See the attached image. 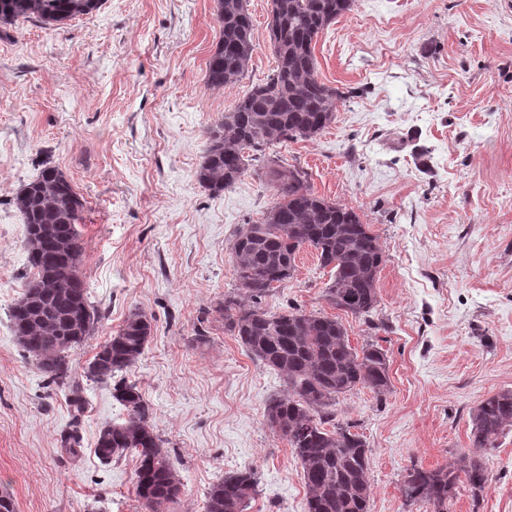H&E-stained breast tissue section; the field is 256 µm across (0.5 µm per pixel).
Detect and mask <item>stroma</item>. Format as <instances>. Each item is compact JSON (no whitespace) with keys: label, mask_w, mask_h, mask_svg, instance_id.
<instances>
[{"label":"stroma","mask_w":512,"mask_h":512,"mask_svg":"<svg viewBox=\"0 0 512 512\" xmlns=\"http://www.w3.org/2000/svg\"><path fill=\"white\" fill-rule=\"evenodd\" d=\"M247 8L248 69L216 89V0H102L61 22H0V492L16 512H147L134 456L94 454L125 411L112 384L84 374L135 312L153 331L124 377L184 484L166 512H204L209 487L244 467L258 479L247 512H306L301 463L266 416L287 384L224 329V299L240 294L233 235L274 203L268 163L249 160L216 196L195 179L210 128L276 68L272 0ZM314 54L342 93L336 118L275 152L378 237V305L368 322L332 307L331 271L307 247L261 306L339 318L353 347L383 350L388 391L356 387L332 411L367 442L370 512H437L405 503L408 470L471 453L473 411L512 390V0H355ZM47 166L84 203L78 271L99 311L68 352L79 411L9 317L30 274L15 196ZM70 431L74 454L61 444ZM485 463L479 498L459 482L447 512H512V432Z\"/></svg>","instance_id":"1"}]
</instances>
